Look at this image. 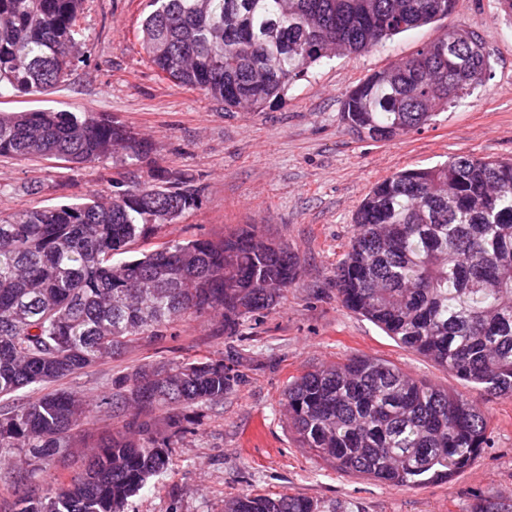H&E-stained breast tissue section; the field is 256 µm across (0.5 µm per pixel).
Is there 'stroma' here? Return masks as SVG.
I'll return each instance as SVG.
<instances>
[{"instance_id":"obj_1","label":"stroma","mask_w":512,"mask_h":512,"mask_svg":"<svg viewBox=\"0 0 512 512\" xmlns=\"http://www.w3.org/2000/svg\"><path fill=\"white\" fill-rule=\"evenodd\" d=\"M147 0H84L79 25L84 56L61 82L37 95L0 94V110L52 108L110 116L147 141L143 162L73 165L0 157V215L19 209L103 198L157 173L193 177L198 209L163 226L157 241H217L242 224L288 245L300 262L295 287L254 314L249 338L220 334V317L177 322L161 342L142 339L123 354L62 381L59 388L97 403L70 448L51 460L15 448L0 463V512L18 491L43 495L83 469L99 444L123 425L105 398L113 381L148 362L224 359L239 386L192 413L170 450L167 472L129 498L125 512H224L250 489L302 495L321 512H467L473 497L512 500V398H490L428 358L401 347L346 309L333 279L353 234L354 215L378 181L403 168H425L455 154L512 158V23L498 0H457L448 18L337 56L310 68L281 101L260 112H228L221 102L159 75L142 44ZM478 31L491 72L418 131L389 140L360 139L341 120V102L360 80L410 57L444 28ZM355 354L386 359L417 380L464 393L491 419V445L446 484L396 488L336 471L301 447L284 391L301 373ZM25 471L17 483L16 471Z\"/></svg>"}]
</instances>
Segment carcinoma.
I'll list each match as a JSON object with an SVG mask.
<instances>
[{
  "label": "carcinoma",
  "instance_id": "1",
  "mask_svg": "<svg viewBox=\"0 0 512 512\" xmlns=\"http://www.w3.org/2000/svg\"><path fill=\"white\" fill-rule=\"evenodd\" d=\"M83 0H0V90L37 94L80 59ZM456 0H148L142 40L173 83L260 112L324 58L378 47L448 17ZM448 54L441 33L415 56L351 89L342 120L359 138L420 130L484 85L478 33ZM148 146L103 116L64 110L0 113V157L88 164L140 161ZM201 204L185 176L137 181L108 199L0 216V398L42 394L0 412V448L49 457L69 447L92 405L47 387L132 343L158 341L187 314L217 313L223 334L244 327L299 279L284 243L246 224L220 241L136 246ZM337 296L404 347L495 397L512 396V159L456 154L377 182L354 217L336 266ZM224 360L146 363L119 377L112 411H136L135 434L103 442L85 470L16 512H124L128 498L168 466L172 441L144 413L185 411L232 392ZM288 415L304 448L336 470L396 487L444 484L488 447L489 417L463 393L415 380L392 362L355 355L288 384ZM224 512H320L314 500L242 492ZM470 512H512L477 496Z\"/></svg>",
  "mask_w": 512,
  "mask_h": 512
}]
</instances>
